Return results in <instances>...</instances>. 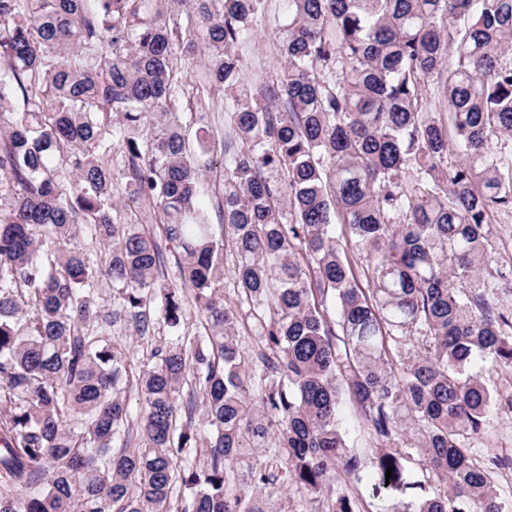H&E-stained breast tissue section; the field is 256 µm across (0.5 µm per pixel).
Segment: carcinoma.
<instances>
[{
    "label": "carcinoma",
    "mask_w": 512,
    "mask_h": 512,
    "mask_svg": "<svg viewBox=\"0 0 512 512\" xmlns=\"http://www.w3.org/2000/svg\"><path fill=\"white\" fill-rule=\"evenodd\" d=\"M261 4L0 0V512H361L335 482L367 472L383 512H512L509 462L475 451L512 390V267L487 250L512 212V0H288L255 92L234 48ZM198 53L191 140L171 107ZM208 86L234 91L222 132ZM120 323L178 335L136 369Z\"/></svg>",
    "instance_id": "cac0c4a2"
}]
</instances>
